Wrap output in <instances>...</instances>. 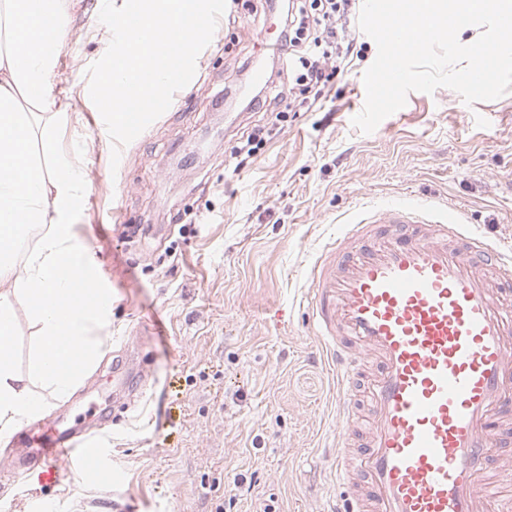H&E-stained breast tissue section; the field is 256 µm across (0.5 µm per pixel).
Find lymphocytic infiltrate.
I'll return each mask as SVG.
<instances>
[{"mask_svg":"<svg viewBox=\"0 0 512 512\" xmlns=\"http://www.w3.org/2000/svg\"><path fill=\"white\" fill-rule=\"evenodd\" d=\"M352 5L353 0H275L273 8L281 18L277 59L292 85L285 91L257 88L247 107L256 112L310 107L334 77L337 63L354 52L353 40L338 27Z\"/></svg>","mask_w":512,"mask_h":512,"instance_id":"f902f5d3","label":"lymphocytic infiltrate"}]
</instances>
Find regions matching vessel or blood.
<instances>
[{"instance_id":"1","label":"vessel or blood","mask_w":512,"mask_h":512,"mask_svg":"<svg viewBox=\"0 0 512 512\" xmlns=\"http://www.w3.org/2000/svg\"><path fill=\"white\" fill-rule=\"evenodd\" d=\"M314 333L336 364L342 512H512V256L467 229L459 210L371 205L310 272ZM365 443L348 451L358 399ZM27 463L113 476L91 441L44 426L24 433Z\"/></svg>"}]
</instances>
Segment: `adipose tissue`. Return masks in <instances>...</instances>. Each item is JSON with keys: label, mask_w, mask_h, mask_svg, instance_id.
I'll return each mask as SVG.
<instances>
[{"label": "adipose tissue", "mask_w": 512, "mask_h": 512, "mask_svg": "<svg viewBox=\"0 0 512 512\" xmlns=\"http://www.w3.org/2000/svg\"><path fill=\"white\" fill-rule=\"evenodd\" d=\"M63 0H0V441L44 417L47 397L68 398L104 353L112 294L75 245L73 215L85 194L81 165L58 148L72 97L55 73L64 35ZM50 34L37 35L44 19ZM45 231L24 250L28 231ZM97 299L76 303L80 282ZM37 346L27 373L15 364L18 301Z\"/></svg>", "instance_id": "1"}]
</instances>
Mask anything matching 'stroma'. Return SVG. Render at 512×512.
<instances>
[{
    "instance_id": "35a3bbf8",
    "label": "stroma",
    "mask_w": 512,
    "mask_h": 512,
    "mask_svg": "<svg viewBox=\"0 0 512 512\" xmlns=\"http://www.w3.org/2000/svg\"><path fill=\"white\" fill-rule=\"evenodd\" d=\"M270 0H227L221 35L199 54L194 94L121 150L83 97L87 68L110 42L102 0H65L56 79L76 107L59 145L81 164L77 243L112 290L104 357L47 420L91 432L110 489L68 469L19 468L0 512H327L336 485V371L308 318L309 272L363 206L428 198L463 210L490 243L512 248V92L449 104V88L410 93L370 134L365 102L375 42L308 112L276 121L246 110L256 74L276 77ZM273 124L253 163L236 169L243 131ZM142 235L125 239V227ZM251 485L248 493L240 485Z\"/></svg>"
}]
</instances>
